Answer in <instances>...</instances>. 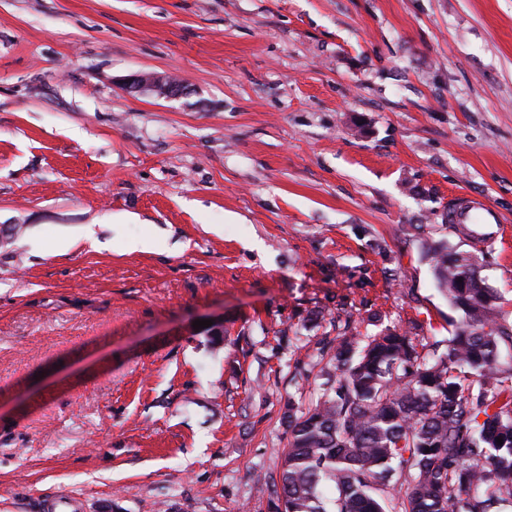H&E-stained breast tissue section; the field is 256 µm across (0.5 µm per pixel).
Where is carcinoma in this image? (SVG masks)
<instances>
[{"label": "carcinoma", "instance_id": "carcinoma-1", "mask_svg": "<svg viewBox=\"0 0 512 512\" xmlns=\"http://www.w3.org/2000/svg\"><path fill=\"white\" fill-rule=\"evenodd\" d=\"M459 312L419 351L399 326H346L323 350L319 395L288 410L271 512H499L512 504V322L482 276L488 251L421 240ZM502 438L499 444L496 438Z\"/></svg>", "mask_w": 512, "mask_h": 512}]
</instances>
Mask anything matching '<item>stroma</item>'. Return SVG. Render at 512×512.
Masks as SVG:
<instances>
[{
  "label": "stroma",
  "mask_w": 512,
  "mask_h": 512,
  "mask_svg": "<svg viewBox=\"0 0 512 512\" xmlns=\"http://www.w3.org/2000/svg\"><path fill=\"white\" fill-rule=\"evenodd\" d=\"M0 226V512H269L345 321L447 337L421 239L512 321V0H0ZM123 87L129 92H150L159 98L175 99L188 93V87L176 83L165 75L145 73L123 79ZM449 222L462 224H501L504 216L487 203L468 196L457 197L448 209Z\"/></svg>",
  "instance_id": "35a3bbf8"
}]
</instances>
